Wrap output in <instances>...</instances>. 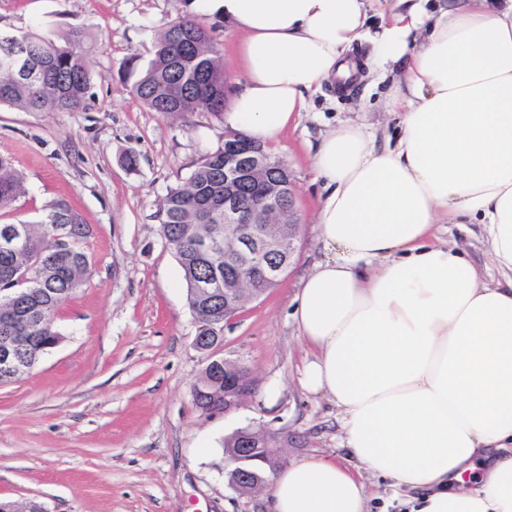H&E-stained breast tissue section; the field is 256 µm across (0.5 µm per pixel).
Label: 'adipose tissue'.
<instances>
[{
    "label": "adipose tissue",
    "mask_w": 512,
    "mask_h": 512,
    "mask_svg": "<svg viewBox=\"0 0 512 512\" xmlns=\"http://www.w3.org/2000/svg\"><path fill=\"white\" fill-rule=\"evenodd\" d=\"M369 2L188 0L241 36L223 122L255 142L355 75L356 43L398 74L396 143L347 123L311 157L324 257L297 295L299 381L336 404L341 455L279 470L273 512H370L366 473L409 512H512V0H397L375 31ZM447 224L481 225L495 279Z\"/></svg>",
    "instance_id": "adipose-tissue-1"
}]
</instances>
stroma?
<instances>
[{
    "label": "stroma",
    "mask_w": 512,
    "mask_h": 512,
    "mask_svg": "<svg viewBox=\"0 0 512 512\" xmlns=\"http://www.w3.org/2000/svg\"><path fill=\"white\" fill-rule=\"evenodd\" d=\"M185 9V0H0L2 33L57 41L80 29L95 46L85 108L0 107V154L27 188L7 221L35 223L67 204L90 227L92 257L85 285L58 311L59 345L0 385V500H34L44 512H271V488L242 495L229 486L225 438L243 428L288 433L291 463L340 442L335 404L298 382L308 348L292 318L295 297L323 257L315 223L322 184L310 155L321 134L348 121L396 136L399 118L385 107L393 79L367 74L345 92L324 85L271 147L292 173L297 251L280 284L225 326L215 350L250 370L252 396L227 413L202 412L192 391L206 357L160 233V203L223 147L224 124L208 112L161 117L130 94L123 69L134 55L148 63L158 33ZM201 25L236 90L245 81L237 32L210 17ZM129 153L132 169L123 162Z\"/></svg>",
    "instance_id": "1"
}]
</instances>
